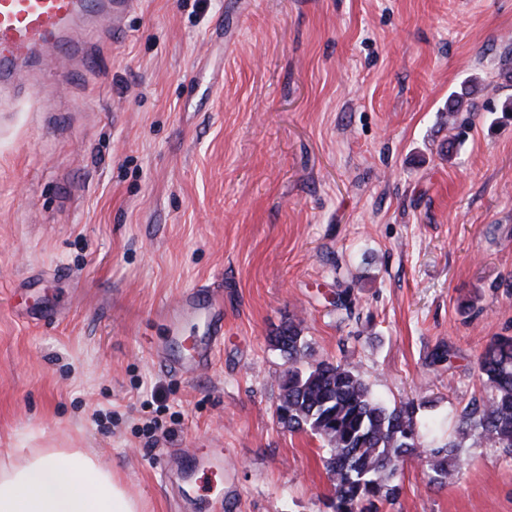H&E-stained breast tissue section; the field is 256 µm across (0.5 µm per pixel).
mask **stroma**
Masks as SVG:
<instances>
[{
    "label": "stroma",
    "instance_id": "stroma-1",
    "mask_svg": "<svg viewBox=\"0 0 512 512\" xmlns=\"http://www.w3.org/2000/svg\"><path fill=\"white\" fill-rule=\"evenodd\" d=\"M92 46L0 105V457L83 449L145 512H331L320 440L274 417L291 318L390 401L451 423L484 396L512 337V0H136ZM205 281L224 338L181 377L155 311ZM217 439L223 473L162 474ZM460 456L441 488L407 460L380 512H512V458Z\"/></svg>",
    "mask_w": 512,
    "mask_h": 512
}]
</instances>
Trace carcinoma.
Here are the masks:
<instances>
[{
  "instance_id": "1",
  "label": "carcinoma",
  "mask_w": 512,
  "mask_h": 512,
  "mask_svg": "<svg viewBox=\"0 0 512 512\" xmlns=\"http://www.w3.org/2000/svg\"><path fill=\"white\" fill-rule=\"evenodd\" d=\"M332 304L352 315L351 289L336 290ZM272 342L289 364L278 384L276 421L321 440L333 512H378L376 503L393 502L400 490L397 474L410 457L424 463L433 485L445 486L458 475L461 445L439 440L442 423L419 415L423 404H390L350 362H307L299 319L284 323ZM477 368L490 394L464 408L457 432L512 458V338L491 341Z\"/></svg>"
}]
</instances>
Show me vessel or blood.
<instances>
[{
  "label": "vessel or blood",
  "instance_id": "1",
  "mask_svg": "<svg viewBox=\"0 0 512 512\" xmlns=\"http://www.w3.org/2000/svg\"><path fill=\"white\" fill-rule=\"evenodd\" d=\"M134 0H0V87L24 86L46 52L68 59L81 57L93 66L97 56L87 40L77 33L88 25L120 34L122 21ZM165 321L171 342H179L187 323L202 327V335L192 337L182 356L169 360L164 345H157L158 364L171 365L185 376L208 369L214 350L224 335L222 303L213 289L200 285L182 292L158 311ZM177 468L186 474L220 473L224 470V450L214 446L207 454H185Z\"/></svg>",
  "mask_w": 512,
  "mask_h": 512
}]
</instances>
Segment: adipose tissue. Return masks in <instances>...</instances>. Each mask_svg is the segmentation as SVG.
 Listing matches in <instances>:
<instances>
[{
	"label": "adipose tissue",
	"mask_w": 512,
	"mask_h": 512,
	"mask_svg": "<svg viewBox=\"0 0 512 512\" xmlns=\"http://www.w3.org/2000/svg\"><path fill=\"white\" fill-rule=\"evenodd\" d=\"M112 470L78 448H39L0 459V512H143Z\"/></svg>",
	"instance_id": "1"
}]
</instances>
